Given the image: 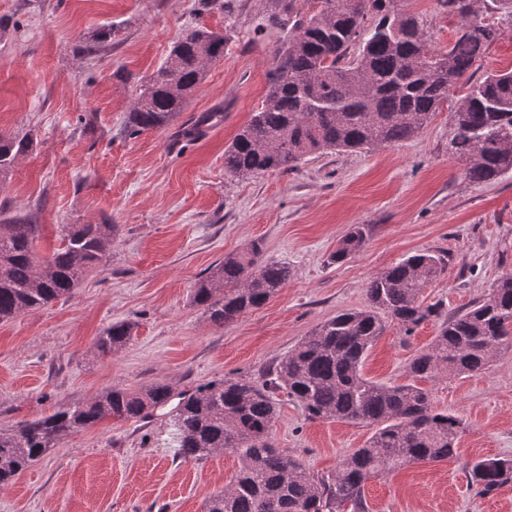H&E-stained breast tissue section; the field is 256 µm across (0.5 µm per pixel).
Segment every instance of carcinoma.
<instances>
[{
  "label": "carcinoma",
  "mask_w": 512,
  "mask_h": 512,
  "mask_svg": "<svg viewBox=\"0 0 512 512\" xmlns=\"http://www.w3.org/2000/svg\"><path fill=\"white\" fill-rule=\"evenodd\" d=\"M320 0L303 15L292 0H270L266 28L278 32L276 64L261 107L224 149V172L250 178L293 171L306 158L396 145L417 136L448 92L500 36L481 9L512 17V0H444L459 30L448 50L432 49L425 21L402 12L398 0ZM230 31L190 25L165 61L136 89L125 129L131 135L168 126L206 80L208 64L224 56ZM112 39V28L80 38L79 52L93 59ZM29 134L0 138V175L28 152ZM448 147L465 165L466 178L490 183L512 172V71L472 82L452 112ZM42 225L34 216L0 220V322L66 297L84 274L101 265L112 247V224H64L61 244L41 256L35 242ZM372 224H355L333 260L342 262L370 239ZM448 268V256L409 255L376 274L366 305L345 311L303 337L266 368L209 381L189 391L153 382L135 391L104 390L48 416L0 426V486L66 437L113 418L138 422L158 411L179 435V456L195 461L229 450L239 468L205 512H367L365 486L382 472L453 455L462 432L458 416L432 406L418 379L477 375L512 344V273L498 278L488 296L445 320L437 336L411 358L404 384L375 382L363 374L368 351L390 320L410 334L442 316L425 305L423 289ZM290 276L288 266L261 260V249L229 253L197 283L193 303L221 327L263 307ZM133 324L117 321L97 337V349L117 353ZM299 404L310 420H346L376 426L366 444L347 454L336 472L315 477L273 447L279 398ZM470 482L488 495L512 481V459L485 457L467 463Z\"/></svg>",
  "instance_id": "1"
}]
</instances>
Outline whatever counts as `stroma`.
<instances>
[{"mask_svg":"<svg viewBox=\"0 0 512 512\" xmlns=\"http://www.w3.org/2000/svg\"><path fill=\"white\" fill-rule=\"evenodd\" d=\"M267 0H0V135L30 132L31 149L0 177V213H32L36 248L59 247L60 225L111 224L102 266L68 296L0 323V425L30 421L105 389L157 381L190 390L224 376L262 377L273 360L336 314L366 304L375 274L421 250L446 254L423 303L452 315L512 273V172L487 184L466 179L449 151L448 100L413 139L396 146L310 156L293 171L238 179L224 149L265 95L275 43L258 29ZM422 16L430 44L447 49L458 28L440 0H399ZM231 28L222 59L167 128H123L137 81L166 59L182 30ZM108 25L99 58L78 56L79 38ZM512 70V26L471 71L480 80ZM222 123L186 138L199 113ZM375 230L349 260L331 259L351 225ZM259 243L264 259L292 274L265 306L212 324L191 302L199 279L225 254ZM116 321L134 326L128 345L101 355L95 338ZM440 328L412 334L387 323L365 361L367 378L407 382L406 367ZM435 409L463 422L453 458L416 462L370 479L368 512H512V482L477 494L466 464L512 458V347L477 376L428 382ZM372 426L308 420L285 401L271 437L316 476L365 445ZM168 417L106 419L61 441L0 487V512H203L238 468L229 451L178 456Z\"/></svg>","mask_w":512,"mask_h":512,"instance_id":"35a3bbf8","label":"stroma"}]
</instances>
